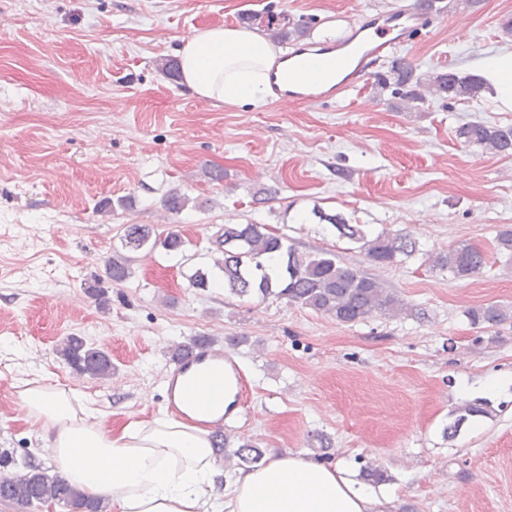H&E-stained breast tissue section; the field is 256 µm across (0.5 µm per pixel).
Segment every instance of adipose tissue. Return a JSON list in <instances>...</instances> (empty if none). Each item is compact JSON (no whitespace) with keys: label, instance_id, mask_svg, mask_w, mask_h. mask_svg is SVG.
Instances as JSON below:
<instances>
[{"label":"adipose tissue","instance_id":"1","mask_svg":"<svg viewBox=\"0 0 512 512\" xmlns=\"http://www.w3.org/2000/svg\"><path fill=\"white\" fill-rule=\"evenodd\" d=\"M181 81L198 97L260 107L276 52L257 30L219 25L195 31L178 54ZM501 111H512V51L480 60ZM25 418L43 428L57 470L112 512H388L343 465L303 453L219 477L201 420L213 410L203 392L184 417L161 415L115 431L76 393L31 379L16 386Z\"/></svg>","mask_w":512,"mask_h":512}]
</instances>
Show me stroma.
<instances>
[{
    "instance_id": "stroma-1",
    "label": "stroma",
    "mask_w": 512,
    "mask_h": 512,
    "mask_svg": "<svg viewBox=\"0 0 512 512\" xmlns=\"http://www.w3.org/2000/svg\"><path fill=\"white\" fill-rule=\"evenodd\" d=\"M398 2L0 0V448L54 464L16 401L18 382L71 389L118 429L166 411L168 349L206 336L245 375L239 415L223 429L231 446L245 439L269 457L303 451L343 464L392 512H512V386L487 388L512 373V324L467 315L512 303V256L496 247L512 226V156L455 137L468 121L512 125V112L488 93L407 112L370 79L322 107L218 105L166 69L194 30L252 12L304 18L310 43L339 40L367 10ZM506 15L512 0H459L394 56L421 72L475 73L480 59L512 50L499 32ZM214 167L223 180H211ZM173 192L189 200L177 214L163 205ZM120 198L125 206L100 213ZM316 205L371 233L406 235L418 251L374 264L332 226L300 222ZM129 224L176 225L189 245L135 253L103 307L85 286ZM225 224H267L301 252H335L410 311L341 324L284 299L191 288ZM463 243L485 253L474 275L428 262ZM71 334L109 353L110 377L63 361L56 349ZM478 398L492 416L447 434L457 407ZM370 468L381 482L367 480Z\"/></svg>"
}]
</instances>
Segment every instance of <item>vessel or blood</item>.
I'll return each mask as SVG.
<instances>
[{"mask_svg":"<svg viewBox=\"0 0 512 512\" xmlns=\"http://www.w3.org/2000/svg\"><path fill=\"white\" fill-rule=\"evenodd\" d=\"M434 19L432 13L404 5L389 11L363 14L344 42L322 48L323 53L338 54L341 64L347 66L343 78L329 86L304 83L296 76V65H289L271 78L276 101L285 104L302 99L320 105L333 102L338 95L367 79L374 66L397 47L428 33ZM200 364L209 368L207 391L213 396H222L229 381L243 379V371L232 355L206 345L198 347L168 372L166 397L169 410L178 408L175 389L179 379Z\"/></svg>","mask_w":512,"mask_h":512,"instance_id":"1","label":"vessel or blood"}]
</instances>
